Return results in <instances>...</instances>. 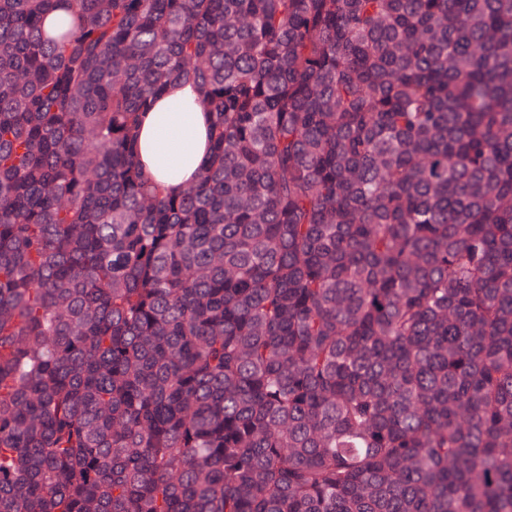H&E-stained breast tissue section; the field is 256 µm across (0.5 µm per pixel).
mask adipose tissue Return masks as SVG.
Returning a JSON list of instances; mask_svg holds the SVG:
<instances>
[{"instance_id":"1","label":"adipose tissue","mask_w":512,"mask_h":512,"mask_svg":"<svg viewBox=\"0 0 512 512\" xmlns=\"http://www.w3.org/2000/svg\"><path fill=\"white\" fill-rule=\"evenodd\" d=\"M210 115L199 104L197 88L172 84L142 121L139 151L145 171L165 191L193 182L210 154Z\"/></svg>"}]
</instances>
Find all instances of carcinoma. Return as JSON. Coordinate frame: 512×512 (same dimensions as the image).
<instances>
[{"instance_id": "obj_1", "label": "carcinoma", "mask_w": 512, "mask_h": 512, "mask_svg": "<svg viewBox=\"0 0 512 512\" xmlns=\"http://www.w3.org/2000/svg\"><path fill=\"white\" fill-rule=\"evenodd\" d=\"M0 512H512V0H0ZM161 114L159 118L158 115ZM210 114L191 83L176 82L142 121L139 151L145 171L167 192L193 182L208 160Z\"/></svg>"}]
</instances>
